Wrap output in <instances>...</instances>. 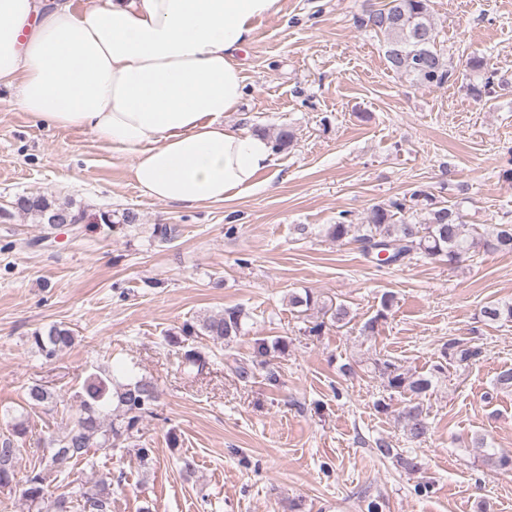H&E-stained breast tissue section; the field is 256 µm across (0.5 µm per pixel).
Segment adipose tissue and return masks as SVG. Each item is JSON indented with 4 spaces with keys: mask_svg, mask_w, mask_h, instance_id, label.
<instances>
[{
    "mask_svg": "<svg viewBox=\"0 0 512 512\" xmlns=\"http://www.w3.org/2000/svg\"><path fill=\"white\" fill-rule=\"evenodd\" d=\"M282 0H0V87L31 119L132 157L147 197L183 208L259 189L267 137L230 128L239 55Z\"/></svg>",
    "mask_w": 512,
    "mask_h": 512,
    "instance_id": "adipose-tissue-1",
    "label": "adipose tissue"
}]
</instances>
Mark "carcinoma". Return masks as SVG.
<instances>
[{"mask_svg": "<svg viewBox=\"0 0 512 512\" xmlns=\"http://www.w3.org/2000/svg\"><path fill=\"white\" fill-rule=\"evenodd\" d=\"M360 26L373 30L382 36L385 59L394 73L422 87H442L451 82L455 69L436 43V23L430 11L429 0H388L381 9L371 10L359 19ZM425 210L423 220H415L414 208ZM13 208L31 218L36 224H49L59 215H68L82 222L85 210L74 208L71 202H60L48 194L19 195ZM353 235L364 251L375 248L390 252L384 259L404 261L415 256L444 259L453 265L479 247H490L496 251L512 252V224H496L492 231L479 232L478 228L464 221V215L455 206L435 201L431 195L418 191L410 199H396L386 206L373 209L367 224H352L347 216L328 228V235L342 240ZM395 295L387 293L381 300L377 314L364 326L372 331L378 320L387 317L394 306ZM290 304L304 311L318 309L331 314V319L340 324L349 323V309L340 303L333 307L321 302L320 298L307 291L304 295H293ZM485 321L512 322V303H490L483 307ZM244 312L239 307L228 308L223 313L212 315L194 326L186 324L182 332L191 336H211L216 339L237 337L242 331ZM33 345L47 359H52L74 340L70 329L52 326L45 333L34 332ZM481 354L478 347L464 345L458 341L449 342L442 352L459 364H466ZM181 363L188 373L202 372L209 365V356L196 346H189L182 355ZM375 370L383 380L385 391L397 393L406 398L401 419L406 432L415 439L427 435L429 423L424 411L423 398L433 387V378L442 373L443 366L436 365L427 375L405 369L391 361L375 364ZM79 398L78 410L66 428L53 433L43 440L41 463L54 467L68 479L70 492L49 499L44 486V470L33 466L23 483V497L33 512H112V480L101 478L95 488L88 490L81 477L75 476L77 465L84 463L95 466L90 453L101 451L109 454L116 448V441L130 437L141 414L155 400L151 383L143 380L127 384H114L109 374L93 373L85 381ZM118 402L121 414L117 421L104 424L101 409ZM28 406L41 407L52 411L64 403L38 385L28 389ZM25 415L14 417L12 432L0 435V489L12 487L16 482L15 464L22 454L17 438L27 433Z\"/></svg>", "mask_w": 512, "mask_h": 512, "instance_id": "obj_1", "label": "carcinoma"}]
</instances>
